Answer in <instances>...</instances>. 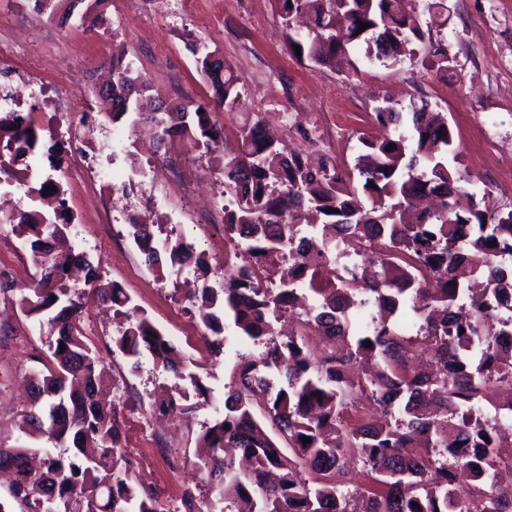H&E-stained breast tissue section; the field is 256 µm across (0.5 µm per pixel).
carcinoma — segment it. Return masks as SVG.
<instances>
[{"instance_id":"cac0c4a2","label":"carcinoma","mask_w":512,"mask_h":512,"mask_svg":"<svg viewBox=\"0 0 512 512\" xmlns=\"http://www.w3.org/2000/svg\"><path fill=\"white\" fill-rule=\"evenodd\" d=\"M290 23L306 13L305 32L288 30L290 51L326 66L346 45L367 44V58L397 65L416 55L426 32L416 15L404 14L397 0H278ZM369 25L359 31L360 24ZM197 71L211 88L194 119L185 110L157 111L146 82L132 64L114 66L112 111L169 138L179 136L198 157L216 163L224 194L235 207L224 209V231L238 241L244 263L224 268V281L205 278L206 260L181 239L157 247L148 225L128 218V235L149 265L193 264L199 282L189 303L208 334L213 355L223 352L228 325L257 347L234 370L224 414L198 438L196 465L207 492L184 491L183 512H512V503L493 493L499 470L512 466L495 453L502 431L498 418L512 412V353L497 346L512 336V319L501 316L512 289V210L486 198L458 211L453 194L465 193L471 174L461 167L448 118L421 99L406 108L379 106L377 122L395 135L361 137L353 168L332 158L313 166L270 138L257 118L237 130V156L218 154L224 126L211 106L234 109L240 98L236 78L213 53L193 51ZM10 113L0 119V136L23 142L9 151L0 170L11 174L38 142L34 129ZM308 206L319 221L302 228L287 215ZM334 212L329 213L327 209ZM13 228L25 237L37 277L20 293L29 313L49 314L57 333L51 364L31 381L34 401L21 415L31 436L64 443L70 456L48 448L0 445V467L12 469L10 498L20 512H172L157 494L139 483L123 449L124 419L119 407L98 399L104 372L98 351L80 324L87 296L110 302L127 316L112 339L131 359V369L151 356L178 370V350L143 314L129 312L128 298L115 283H103L89 260L86 286L66 283V265L76 261L56 240L71 231L68 221L47 220L40 212L20 216ZM340 230L377 249L368 261L380 272L361 283L336 272L330 234ZM314 289L316 303L305 312L296 334L281 338L274 322L284 304L297 301L295 286ZM371 302L381 309L372 327L353 323L350 311ZM410 310L419 320L417 336H407L391 317ZM319 329L330 342L318 356L309 353L308 331ZM370 341L371 346L363 345ZM65 347H60V344ZM389 409L391 420L355 425L344 412L358 398ZM265 419L288 441V452L263 430ZM311 442L304 443L302 439ZM413 443L420 451L405 452ZM362 464L365 482L347 477L349 464ZM470 485L466 499L457 493Z\"/></svg>"}]
</instances>
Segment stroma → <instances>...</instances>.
<instances>
[{"label": "stroma", "instance_id": "35a3bbf8", "mask_svg": "<svg viewBox=\"0 0 512 512\" xmlns=\"http://www.w3.org/2000/svg\"><path fill=\"white\" fill-rule=\"evenodd\" d=\"M111 2L108 14L115 37L122 40L135 69L148 80L150 96L167 106H191L208 95L196 71L193 47L206 46L223 58L241 89L238 107L215 115L229 136L225 150L235 148L238 125L281 113L289 120L281 131L287 145L310 157L328 155L337 163H349L358 153V133L385 136L375 119L382 98L403 106L422 98L447 115L461 151L460 162L473 178L470 192L488 194L490 203L512 209V159L506 154L512 148V0H445L446 23L432 22L428 13H421L428 37L415 59L397 65L370 62L364 57V47L357 46L348 48L345 57L331 67L298 60L289 52L277 0H238L229 7L224 0H212L221 19L210 24L202 23L195 11L180 7L176 0H138L140 19L134 26L128 22L126 0ZM438 45L446 49L449 60L447 69L441 71L428 56ZM106 54V45L84 33L74 19L55 41L38 45L33 63L49 79L76 58L88 70H95ZM336 97L345 107V141L306 137V128L329 111ZM118 128L130 137L129 142L114 144L112 153L125 189L114 190L106 202L81 195L74 206L84 221L88 257L104 281L120 285L132 307L164 330L182 351L187 366L197 368L209 391L208 399L191 397L186 411L160 421L163 442L177 448L182 460L178 478L170 477L166 458L137 456L147 426L157 422L139 402L181 391L189 387V380L164 370L151 357H143L135 367L115 352L112 339L118 326L101 300L88 298L82 326L99 349L106 397L124 412L125 451L133 459L137 479L154 488L167 482L181 491L200 488L204 482L194 466L197 441L224 407L238 355L252 353L255 347L228 328L223 355L214 358L203 351L199 341L203 326L198 317L179 310L168 296L176 275L174 266L148 267L126 225H118L116 234L110 235L98 224L97 213L103 204L136 213L142 193L149 190L134 168L128 145L133 142L149 149L152 131L126 121ZM149 159L155 164L177 160L181 180L194 184L198 197L212 198L219 206L225 203L222 174L207 160L198 159L182 140L172 141L164 153L151 152ZM177 236L194 243L208 262V279L218 282L224 266L223 225L189 223L182 225ZM31 281V274H24L16 278L15 291L0 292V443H33L68 456L73 452L71 444L54 445L44 437L34 440L19 429L20 415L31 404L28 380L41 370L54 341L43 316L26 313L20 303L19 290Z\"/></svg>", "mask_w": 512, "mask_h": 512}]
</instances>
